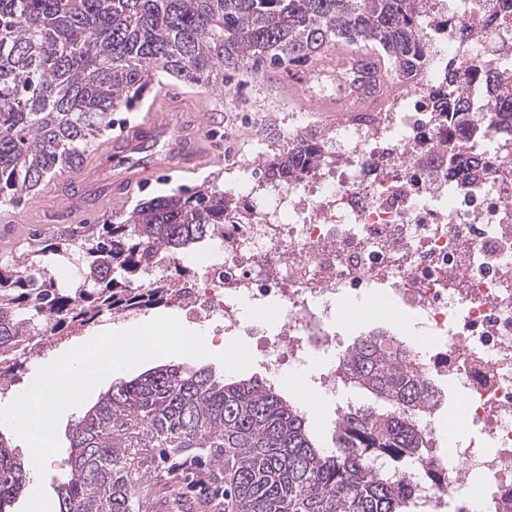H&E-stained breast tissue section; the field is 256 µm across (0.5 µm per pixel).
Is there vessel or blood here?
Returning a JSON list of instances; mask_svg holds the SVG:
<instances>
[{
	"mask_svg": "<svg viewBox=\"0 0 512 512\" xmlns=\"http://www.w3.org/2000/svg\"><path fill=\"white\" fill-rule=\"evenodd\" d=\"M327 65L356 66L358 76L351 82L339 81L335 97L328 100L317 97L310 78L291 79L290 90L304 106L314 111L339 113L350 103L366 106L373 102L371 86L377 74L371 56L339 46L333 50ZM223 166L221 158L206 151L203 134L179 117L176 102L162 92L156 105L137 118L130 132L109 137L84 170L62 174L59 182L82 184L86 195L123 205L134 194L147 190L156 174L167 172L191 177L205 169L210 177L216 178ZM86 195L63 196V207L71 217H83Z\"/></svg>",
	"mask_w": 512,
	"mask_h": 512,
	"instance_id": "b4317fda",
	"label": "vessel or blood"
}]
</instances>
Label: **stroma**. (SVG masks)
<instances>
[{"label":"stroma","mask_w":512,"mask_h":512,"mask_svg":"<svg viewBox=\"0 0 512 512\" xmlns=\"http://www.w3.org/2000/svg\"><path fill=\"white\" fill-rule=\"evenodd\" d=\"M283 68L262 67L255 74L241 76L238 83L224 90L189 87L180 83H171L167 89L169 96L180 98L183 117L202 132L213 128L222 131L220 144L226 171L216 181L217 186L226 187L238 178L233 167L242 158L253 159L257 168H264L265 158L261 153L264 145L260 140L263 129L277 127L283 122H294L308 126L314 122L315 115L310 110L299 109L288 98V75ZM62 204L56 192L55 182H48L24 209L25 221L20 224L15 236L0 241L1 263H23L40 250L46 239L54 235L58 225L49 222V215H62ZM96 325L83 328L82 332L54 339L51 344L35 354L13 378L12 391L0 395V404H9L14 394L20 393L28 384L32 375L50 359L61 354L69 346L79 341L81 336L96 332ZM80 408L67 410L60 418L57 436L59 451L46 462V472L42 480L50 504L58 502V487L70 474L69 450L67 448L68 425L80 415ZM170 460L156 463L154 488L143 497L140 512H150L149 505L157 499L170 501V512H181L179 505L184 495L191 490V478H203L211 469L206 463H198L192 471H174Z\"/></svg>","instance_id":"35a3bbf8"}]
</instances>
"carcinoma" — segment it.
Masks as SVG:
<instances>
[{"instance_id":"1","label":"carcinoma","mask_w":512,"mask_h":512,"mask_svg":"<svg viewBox=\"0 0 512 512\" xmlns=\"http://www.w3.org/2000/svg\"><path fill=\"white\" fill-rule=\"evenodd\" d=\"M424 0H0V207L24 208L44 182L81 166L112 130L113 115L142 96L152 74L209 87L249 63L283 68L336 43L373 53L382 80L410 79ZM490 88L460 85L448 67L454 110L512 107V83L491 69ZM282 150L263 175L287 181L311 157ZM224 190L173 188L121 218L61 226L43 255L81 257L80 278L54 282L42 259L0 264V373L20 366L18 346H45L28 331L54 318L57 336L132 307L149 267L224 236ZM384 332L357 337L340 365L343 382L382 408L339 414L335 448L321 447L301 407L258 378H219L206 366L169 362L115 382L68 436L70 476L59 512H138L136 490L158 457L205 451L224 473L232 512H405L399 479L375 474L371 456L400 466L425 447L415 417L430 387ZM27 471L0 434V512L26 490Z\"/></svg>"}]
</instances>
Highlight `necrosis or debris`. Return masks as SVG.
<instances>
[{"mask_svg": "<svg viewBox=\"0 0 512 512\" xmlns=\"http://www.w3.org/2000/svg\"><path fill=\"white\" fill-rule=\"evenodd\" d=\"M426 18L417 79L350 108L288 182L226 190L250 221L225 224L178 304L229 343L259 331L243 305L276 302L283 320L261 347L265 368L309 372L332 400L350 349L337 307L383 286L418 331L385 345H409L437 391L415 422L428 446L399 471L410 512H512V147H499L488 113L459 122L442 93L452 63L461 85L479 81L498 19L484 0H428ZM452 140L466 157L454 166ZM315 355L326 358L316 369ZM448 385L463 401L449 419ZM443 426L457 433L449 450L437 445Z\"/></svg>", "mask_w": 512, "mask_h": 512, "instance_id": "4bbe7bcc", "label": "necrosis or debris"}]
</instances>
